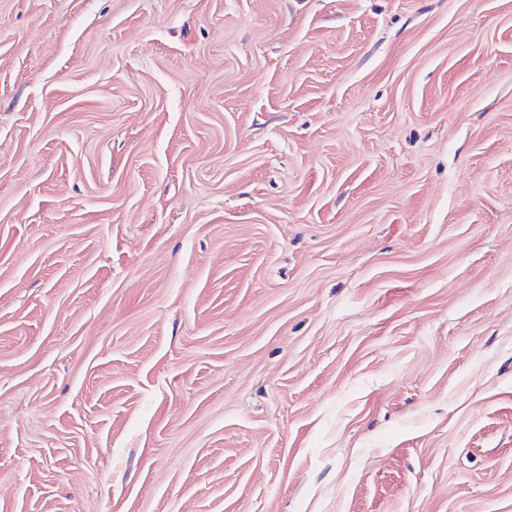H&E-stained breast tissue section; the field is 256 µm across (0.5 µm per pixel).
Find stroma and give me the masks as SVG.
<instances>
[{
	"label": "stroma",
	"instance_id": "obj_1",
	"mask_svg": "<svg viewBox=\"0 0 512 512\" xmlns=\"http://www.w3.org/2000/svg\"><path fill=\"white\" fill-rule=\"evenodd\" d=\"M0 512H512V0H0Z\"/></svg>",
	"mask_w": 512,
	"mask_h": 512
}]
</instances>
